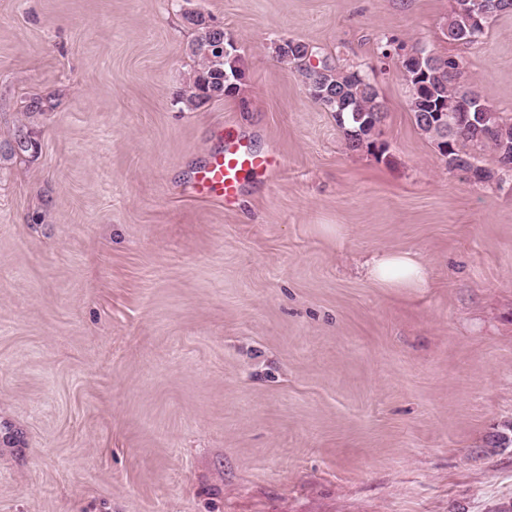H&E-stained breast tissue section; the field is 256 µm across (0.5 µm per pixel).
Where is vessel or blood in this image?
<instances>
[{
	"label": "vessel or blood",
	"instance_id": "vessel-or-blood-1",
	"mask_svg": "<svg viewBox=\"0 0 512 512\" xmlns=\"http://www.w3.org/2000/svg\"><path fill=\"white\" fill-rule=\"evenodd\" d=\"M276 165L274 158L253 153L245 144L234 143L213 153L195 172L192 189L199 196L231 200L242 174H267Z\"/></svg>",
	"mask_w": 512,
	"mask_h": 512
}]
</instances>
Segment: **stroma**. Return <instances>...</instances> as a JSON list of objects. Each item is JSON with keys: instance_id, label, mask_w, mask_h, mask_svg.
<instances>
[{"instance_id": "35a3bbf8", "label": "stroma", "mask_w": 512, "mask_h": 512, "mask_svg": "<svg viewBox=\"0 0 512 512\" xmlns=\"http://www.w3.org/2000/svg\"><path fill=\"white\" fill-rule=\"evenodd\" d=\"M455 0H0V512H512V176L444 165L383 37L464 61L512 116V14ZM245 76L189 107V11ZM374 80L385 154L348 150L274 53ZM43 103L31 110L32 101ZM279 159L228 203L195 169ZM408 251L424 288H377ZM473 0H455V7L448 16V42L473 43L485 33V28L493 17L504 13H512V0H486L488 9L481 20L482 27L477 33L472 30L470 7ZM37 150L38 143L27 132L18 130L12 140L0 143V159L2 156L5 158L21 157L25 154L36 153ZM274 158L253 153L246 144L234 143L213 153L195 172L192 189L199 196L230 201L236 194L242 173L268 174Z\"/></svg>"}]
</instances>
